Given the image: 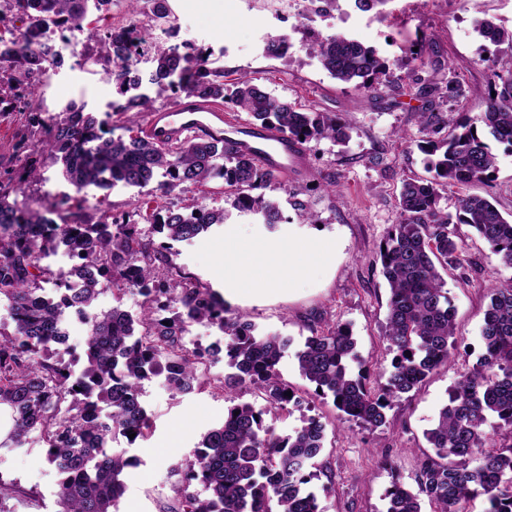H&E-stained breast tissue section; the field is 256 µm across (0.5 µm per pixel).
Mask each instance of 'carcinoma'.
Wrapping results in <instances>:
<instances>
[{"mask_svg": "<svg viewBox=\"0 0 512 512\" xmlns=\"http://www.w3.org/2000/svg\"><path fill=\"white\" fill-rule=\"evenodd\" d=\"M88 0H0V25L18 17L25 23L10 38L0 35V81L19 112L28 113L30 136L16 146L24 172L37 179L47 159L61 164L63 177L77 192L116 184L146 187L156 176L159 197L180 184L204 187L223 179L224 196L233 207L250 211L273 230L281 222L279 202L266 190L280 174L262 167L232 144L208 137L158 145L140 136H116L112 115L149 108L150 98L130 94L136 88L130 60L149 42L157 25L168 23L166 0L152 7L132 28L96 38L94 64L112 80L126 102L99 119L73 101L59 113L42 118L34 96L44 72L40 37L51 23L58 29L77 26ZM480 33L494 44L512 46V29L490 20ZM288 35L269 37L268 58L286 57ZM322 67L335 79L358 90L375 91L391 77L387 59L352 39L322 38L310 44ZM495 96L474 118L448 117L444 109L461 95L450 79L418 78L409 86L422 102L417 112L428 156V179H408L399 193L400 220L391 226L377 253L389 288L383 336L392 354L385 384L370 386V372L356 351L349 327L310 323L296 352L300 374L320 396L331 397L346 421L376 429L386 422V408L418 391L453 346L454 311L439 267H462L453 225L469 224L500 260L512 266V219L481 196H464L455 212L440 206L445 188L493 178L496 155L486 135L512 145V70L496 75ZM152 81L188 97L232 104L252 124L275 129L304 144L312 140L343 141L349 123L334 112L306 109L271 95L252 79L224 82V69L211 67L209 52L177 46L156 53ZM0 178V300L17 313L13 332L0 331V404L13 414L10 446L20 448L36 432L47 445V457L59 475L58 512H114L125 491L122 479L131 460L108 446L120 435L143 439L151 419L140 402L141 384L159 374L161 362L174 368L166 383L186 391L199 381L204 357L224 354L232 372L218 390L229 406L224 420L208 429L192 457L178 464L177 498L166 512H321L309 487L317 474L311 462L325 448L327 426L309 416L303 425L278 434L266 418L290 412L295 397L277 372L292 339L260 335L254 324L226 316L217 293L175 264L171 243L190 242L224 223L225 214L204 205L173 209L153 216V231L110 212L90 214L65 197L43 212L9 202L23 192L24 178L4 171ZM58 214V219L49 214ZM73 259L70 272L54 271L44 260L60 248ZM138 286L144 297L140 313L117 305L94 313L86 342L85 364L72 369L58 349L62 306L92 307L110 290L122 294ZM489 302L481 331L483 353L455 383L437 423L425 438L435 456L420 460L417 490L395 483L387 492L386 512H422L425 496L432 512H461L459 504L481 496L484 512H512V443L496 441L502 429L512 431V286L488 289ZM206 322L224 333V347L190 348L183 342L193 322ZM262 388L267 406L257 410L235 402L234 391ZM200 486L205 496L192 491Z\"/></svg>", "mask_w": 512, "mask_h": 512, "instance_id": "cac0c4a2", "label": "carcinoma"}]
</instances>
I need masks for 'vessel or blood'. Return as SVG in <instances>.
I'll list each match as a JSON object with an SVG mask.
<instances>
[{"mask_svg": "<svg viewBox=\"0 0 512 512\" xmlns=\"http://www.w3.org/2000/svg\"><path fill=\"white\" fill-rule=\"evenodd\" d=\"M141 134L157 143L208 136L234 144L278 173L294 175L299 171L298 156L286 135L244 123L225 112L220 102L188 99L173 108L149 113Z\"/></svg>", "mask_w": 512, "mask_h": 512, "instance_id": "b4317fda", "label": "vessel or blood"}]
</instances>
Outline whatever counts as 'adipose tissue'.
<instances>
[{
	"instance_id": "1",
	"label": "adipose tissue",
	"mask_w": 512,
	"mask_h": 512,
	"mask_svg": "<svg viewBox=\"0 0 512 512\" xmlns=\"http://www.w3.org/2000/svg\"><path fill=\"white\" fill-rule=\"evenodd\" d=\"M334 256V247L308 240L292 241L285 247L232 243L224 249V281L232 285L233 295H249L278 287L283 273L300 272Z\"/></svg>"
}]
</instances>
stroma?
Returning a JSON list of instances; mask_svg holds the SVG:
<instances>
[{"label": "stroma", "mask_w": 512, "mask_h": 512, "mask_svg": "<svg viewBox=\"0 0 512 512\" xmlns=\"http://www.w3.org/2000/svg\"><path fill=\"white\" fill-rule=\"evenodd\" d=\"M388 9L384 18L356 9L349 21L336 23L348 37L373 47L390 63V83L366 94L323 69L318 58L307 51L301 28L285 31L291 49L285 58L271 59L253 47V33L263 25L260 15L240 12L237 0H184V19L173 44L207 47L223 41L235 43L237 53L219 61L226 82L252 78L274 96L342 116L351 131L342 143L324 139L306 144V176L289 180L287 188L272 192L283 216L275 230L245 223L222 195L218 178L210 180L207 193L181 184L169 196L170 202L181 207L198 202L225 211L226 219L215 231L174 246L175 263L218 293L224 290L216 269L224 263L225 243L243 240L281 246L318 238L338 244L335 264L292 275L285 288L257 298H227V314L250 320L257 333L290 337L296 349L308 336L307 324L312 318L346 325L373 380L381 383L391 361L382 335L389 289L375 258L383 237L399 221L398 195L403 181L429 175L426 156L418 147L422 137L416 117L420 102L406 93L410 79L415 74L443 81L456 76L463 94L453 103V111L475 115L486 109L494 69L512 66V47L492 44L478 32L485 19L511 29L512 0H390ZM125 14L126 0H113L107 11L88 9L79 35L81 53L65 56L51 83L37 89L45 114L57 113L70 101L95 112L101 98L117 99L111 80L85 63L83 54L94 48L95 34L110 28L112 17ZM416 43L432 45L451 62V71L436 72L430 65L414 61L410 49ZM25 131L23 115L14 111L10 102L0 103V167L20 168L13 146ZM491 149L497 157L494 180L446 188L442 208L453 210L457 196L471 194L495 200L502 212L512 215V148L495 142ZM327 177L335 181V192L322 190ZM298 187L306 204L302 210L290 204L287 194L288 189ZM154 195L150 186L139 190L117 187L96 191L86 206L92 213H146L154 206ZM309 211L317 215V223L307 222ZM457 234L463 267L443 274L455 311V348L447 363L435 369L413 397L392 403L384 426L369 430L340 421L332 400L316 396L301 376L294 356L284 357L277 366L298 404L289 416L274 421L276 432L292 431L313 413L322 416L328 426L311 483L322 512H386V493L393 483L415 488L417 462L430 450L424 433L435 423L460 375L483 352L481 328L487 290L512 283V267L502 264L470 225H458ZM203 371L202 382L189 393L168 388L158 376L144 382L140 400L151 416L150 435L130 446L121 441L112 445L115 453L132 461L123 473L125 493L118 512H164L176 499L174 465L188 458L203 434L224 419L226 402L214 385L227 375L228 368L223 361L209 360ZM0 480L20 491L7 502L15 512H57V474L38 437H31L21 448H0Z\"/></svg>", "instance_id": "obj_1"}]
</instances>
